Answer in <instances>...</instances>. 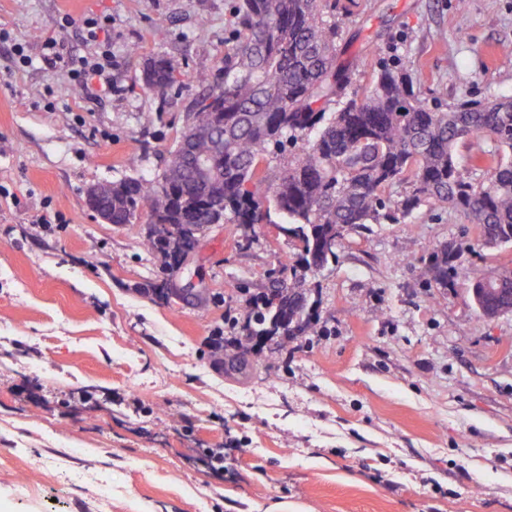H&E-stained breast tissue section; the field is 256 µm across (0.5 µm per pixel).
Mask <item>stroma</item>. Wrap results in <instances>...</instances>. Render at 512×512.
<instances>
[{
	"label": "stroma",
	"instance_id": "35a3bbf8",
	"mask_svg": "<svg viewBox=\"0 0 512 512\" xmlns=\"http://www.w3.org/2000/svg\"><path fill=\"white\" fill-rule=\"evenodd\" d=\"M235 0H0V512H512V315L484 317L427 258L512 266L454 209L349 229L309 285L321 336L279 357L242 337L246 300L287 280L278 212L202 238L166 300L144 220L109 224L94 184L163 169L199 69L222 71ZM352 55L401 57L445 103L512 97V0H337ZM112 31V93L94 101L44 39L79 59ZM70 26H63V18ZM33 58L19 66L13 45ZM180 63L179 91L143 68ZM224 451L214 468L205 451ZM179 69L178 62L172 58L154 60L144 71L143 84L150 92L164 96L174 88ZM451 258L452 251L448 244L437 247L428 256L427 267L430 280L441 288L448 285V270L453 267Z\"/></svg>",
	"mask_w": 512,
	"mask_h": 512
}]
</instances>
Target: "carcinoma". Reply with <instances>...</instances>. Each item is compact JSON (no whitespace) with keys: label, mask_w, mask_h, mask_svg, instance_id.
I'll return each mask as SVG.
<instances>
[{"label":"carcinoma","mask_w":512,"mask_h":512,"mask_svg":"<svg viewBox=\"0 0 512 512\" xmlns=\"http://www.w3.org/2000/svg\"><path fill=\"white\" fill-rule=\"evenodd\" d=\"M235 13L224 70L193 74L189 125L172 148L207 160L219 177L179 164L150 179L111 182L112 223L132 224L145 209L147 223L168 225L166 237L145 234L141 242L164 270H172L169 256L186 225L235 224L246 234L275 207L288 236L304 244L289 258L279 303L263 292L247 300L246 335L277 337L269 346L275 357L288 339L322 332L305 282L336 259L350 228L448 206L478 228L484 245L512 243V98L462 100L440 111L414 90L410 65L401 63L353 89L368 62L348 54L340 21L322 0H238ZM178 74L176 60L160 58L143 84L163 96ZM474 137L492 146L477 147L463 168L454 148ZM477 170L485 178H473ZM402 182L409 191L388 206ZM427 267L431 281L448 286V245L429 254ZM463 277L472 303H488L512 283V267L491 277L471 265Z\"/></svg>","instance_id":"1"}]
</instances>
